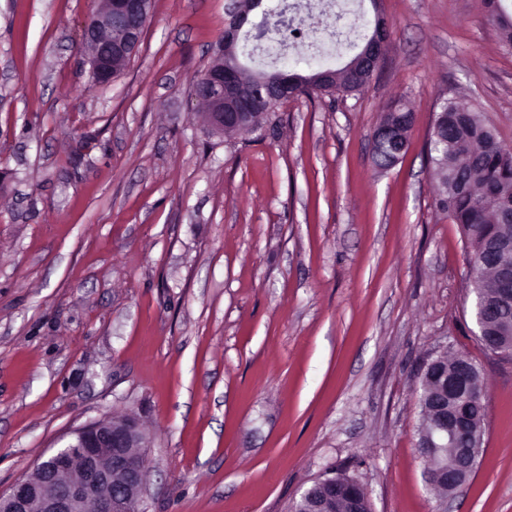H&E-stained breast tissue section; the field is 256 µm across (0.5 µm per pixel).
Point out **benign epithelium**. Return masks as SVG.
<instances>
[{"instance_id": "obj_1", "label": "benign epithelium", "mask_w": 512, "mask_h": 512, "mask_svg": "<svg viewBox=\"0 0 512 512\" xmlns=\"http://www.w3.org/2000/svg\"><path fill=\"white\" fill-rule=\"evenodd\" d=\"M152 0H99L96 11L85 23L82 43L90 73L95 81L108 84L112 73V53L131 59L139 50L150 17ZM262 0H229L228 36H237L248 20V13L261 6ZM387 28L377 18V27L348 68L356 66L376 72L384 57ZM242 65L234 68L207 66L203 80L194 85L195 97L207 111L201 113L206 125L217 134L235 131L254 112L255 90L261 74L242 77ZM299 79L296 73L282 72V83L270 86L267 96L279 102L290 97L288 86ZM407 143L381 130L372 138V151L381 167L400 160ZM512 249V240L501 237L485 253L495 265L498 277L496 294L486 298L476 295L471 308L475 336L484 348L496 355H509L503 332L493 328L507 325L512 312V262L503 255ZM470 358L458 354L448 366V354L425 361L418 375L421 389L428 391V420L419 430L417 451L433 464V449H453L452 464L437 470H425V482L431 489L442 490L443 504L472 476L481 453L484 435L482 408L484 391L476 378ZM148 440L137 422L127 416L91 422L77 429L73 436L37 465L34 475L15 483L11 491L0 495V512H132L144 490L142 451ZM326 486L321 494L305 488L299 500L310 512H372L366 487L356 479L320 480Z\"/></svg>"}]
</instances>
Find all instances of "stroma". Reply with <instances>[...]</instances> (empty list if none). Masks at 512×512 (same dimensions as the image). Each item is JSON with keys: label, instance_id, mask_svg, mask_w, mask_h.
<instances>
[{"label": "stroma", "instance_id": "stroma-1", "mask_svg": "<svg viewBox=\"0 0 512 512\" xmlns=\"http://www.w3.org/2000/svg\"><path fill=\"white\" fill-rule=\"evenodd\" d=\"M294 7L280 51L243 64L341 68L388 22L351 94L212 134L193 81L226 0H153L138 55L92 80L94 0H0V493L75 429L135 417L142 512H287L329 470L373 512H439L416 443L421 364L468 354L483 452L452 512H512V356L485 351L469 257L438 205L429 139L454 100L512 147V49L482 0H263ZM414 113L380 168L384 112ZM378 26L374 28L371 36L367 38L365 46L351 62L345 67L354 68L359 65L360 68L368 70L371 76L376 72L384 57V46L387 39L386 23L382 17L377 18ZM392 112L393 108L383 114L378 125H383L384 128L372 138L373 155L381 167L392 166L403 157L408 147L407 142L388 136L385 127L398 124L397 118L391 114Z\"/></svg>", "mask_w": 512, "mask_h": 512}]
</instances>
